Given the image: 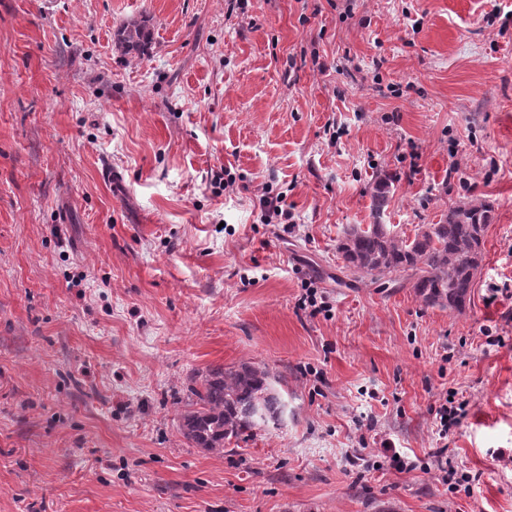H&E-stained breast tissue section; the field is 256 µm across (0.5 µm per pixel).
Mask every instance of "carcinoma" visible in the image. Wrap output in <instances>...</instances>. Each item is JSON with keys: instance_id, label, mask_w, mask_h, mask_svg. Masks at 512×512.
<instances>
[{"instance_id": "obj_1", "label": "carcinoma", "mask_w": 512, "mask_h": 512, "mask_svg": "<svg viewBox=\"0 0 512 512\" xmlns=\"http://www.w3.org/2000/svg\"><path fill=\"white\" fill-rule=\"evenodd\" d=\"M148 39L146 28L127 25L122 42L140 49ZM394 177L382 174L376 180L372 210L380 216ZM493 206L486 202H463L448 210L441 224H426L413 240L393 234L385 224L348 228L337 246L345 267L355 273L384 276L402 271L416 276L413 288L427 305L458 311L465 305L480 266L481 244L492 221ZM279 379L266 368L243 363L235 369L215 367L192 388L195 409L183 416L184 438L206 451L224 450V441L238 439L256 429L277 426L285 412Z\"/></svg>"}]
</instances>
